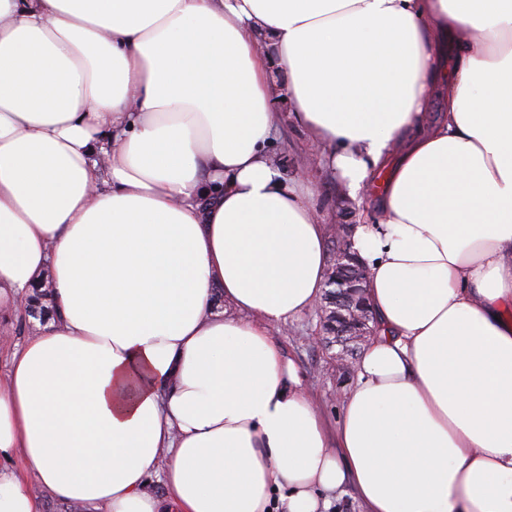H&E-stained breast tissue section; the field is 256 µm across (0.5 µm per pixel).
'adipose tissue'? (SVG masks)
<instances>
[{
	"label": "adipose tissue",
	"instance_id": "adipose-tissue-1",
	"mask_svg": "<svg viewBox=\"0 0 512 512\" xmlns=\"http://www.w3.org/2000/svg\"><path fill=\"white\" fill-rule=\"evenodd\" d=\"M286 120L348 197L386 175L333 421L271 333L327 271ZM45 282L0 512H512V0H0V327Z\"/></svg>",
	"mask_w": 512,
	"mask_h": 512
}]
</instances>
